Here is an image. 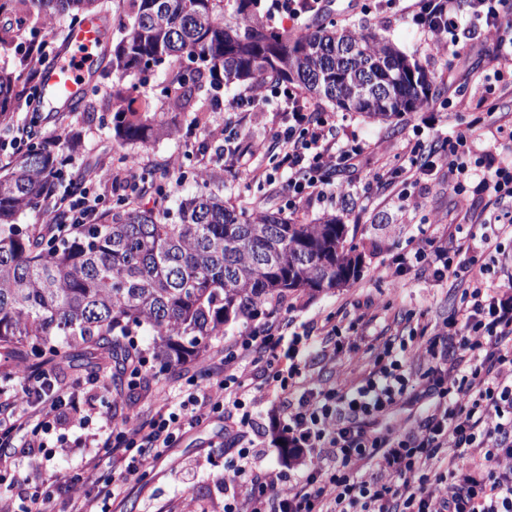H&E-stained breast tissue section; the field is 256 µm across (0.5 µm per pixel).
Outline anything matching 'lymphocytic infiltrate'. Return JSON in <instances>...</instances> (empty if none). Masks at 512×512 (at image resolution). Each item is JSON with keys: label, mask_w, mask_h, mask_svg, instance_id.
I'll use <instances>...</instances> for the list:
<instances>
[{"label": "lymphocytic infiltrate", "mask_w": 512, "mask_h": 512, "mask_svg": "<svg viewBox=\"0 0 512 512\" xmlns=\"http://www.w3.org/2000/svg\"><path fill=\"white\" fill-rule=\"evenodd\" d=\"M380 2L400 7L430 32L433 52L451 47L467 61L494 47L497 78L503 87L512 86V0ZM270 104L281 119L268 139L245 150L225 148V169L240 167L245 155L272 152L287 180L258 165L247 174L269 185L272 195L286 198L288 207L343 194L344 184L333 177L360 172L364 143L353 137L339 141L333 113L274 83L235 98L229 111L261 112ZM442 171L451 176L460 203L477 193L494 197L496 204L475 215L474 231L459 244L448 246L436 233L423 234L397 256L389 278L395 289L411 271L468 279L451 318L420 329L410 341L383 343L372 368L332 386L304 378L303 371L312 351L335 359L336 324L327 319L297 332L290 320H272L244 336L237 352L215 361L206 380L182 398L159 394L145 416L103 410L108 431L98 447L121 453L126 475L143 478L165 448L220 415L224 447L231 452L224 463V512H512V294L490 276L494 266L512 259L501 242L512 228V126L494 127L482 149L461 130L439 146L415 142L372 179L394 188L401 205L413 208V185ZM94 180L97 191L52 200V210L68 216L66 223L47 225L52 238L97 223L112 185L144 192L147 170L126 161ZM452 346L466 353L467 369L449 364ZM411 359L427 365L415 381L403 372ZM14 368L22 388L0 384V471L10 469L17 448L37 457L58 424L81 428L88 420L84 391L53 380L44 364L20 360ZM418 389L429 399L419 419L376 431L379 417ZM268 390L278 401L267 427L273 444L315 457L313 467L290 473L259 461L250 433ZM118 489L114 480L102 477L92 457L62 478L23 479L17 494L0 499V512H50L62 495L70 512H110Z\"/></svg>", "instance_id": "obj_1"}]
</instances>
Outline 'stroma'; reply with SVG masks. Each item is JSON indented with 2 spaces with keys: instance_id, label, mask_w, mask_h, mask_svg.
<instances>
[{
  "instance_id": "obj_1",
  "label": "stroma",
  "mask_w": 512,
  "mask_h": 512,
  "mask_svg": "<svg viewBox=\"0 0 512 512\" xmlns=\"http://www.w3.org/2000/svg\"><path fill=\"white\" fill-rule=\"evenodd\" d=\"M321 19L389 41L418 63L433 88H443L453 79L469 85L472 101H479L483 95L482 87L470 85L469 68L463 67L452 53H430L423 29L397 10H382L378 0H335L321 18H309L308 23L313 26ZM97 85L94 112H65L42 123L44 132L68 138L70 147L66 154L70 162L64 169L65 176L83 174L101 163L118 161L122 155L107 122L111 115L107 103L112 83L101 79ZM471 118V112L465 110L450 116L442 111L433 114L426 108L400 120L369 118L353 112L337 113L340 134L358 136L371 151L388 156L401 152L407 142H427L446 136L450 130L465 129ZM173 123L176 127L173 136L134 146L133 151L148 168L178 167L185 177L183 188L189 191L196 186L198 145L183 137L191 125L190 118L179 116ZM371 181V173L362 171L353 176L344 199L321 205L302 203L295 211L296 219L306 222L325 215L336 216L347 225L363 253L358 280L312 298L303 295L293 300L296 324L318 321L329 315L335 319L338 328L336 359L312 360L305 371L306 376L329 385L343 382L353 377L361 366L371 364L370 333L377 332L395 341L408 339L419 326L451 317L466 286L465 281L459 279L438 280L428 274L410 272L402 278L403 288L394 292L387 278L395 257L412 247L422 226L461 219L460 205L448 184L447 173H439L415 185L413 192L420 206L406 212L399 211L394 203L379 202ZM210 188L247 208L277 211L283 207L280 199L271 196L268 187L258 185L243 172L228 173L221 179L211 178ZM362 311L374 318L367 334L350 325L354 314ZM250 330V325L243 323L226 326L223 338L213 341L206 356L189 359L161 374L147 370L135 387L130 386L128 379H111L109 360H98L96 371L105 383L89 393L91 413L86 426L79 429L66 424L58 428L49 441L52 456L40 466H32L28 457L19 456L16 477L47 479L79 469L90 451L86 447H74L73 442L78 437L87 442L101 435L103 403L114 405L117 412L136 414L146 410L151 396L159 389L187 391L188 377L204 375L210 354L230 348ZM223 440L224 420L219 416L186 433L173 448L164 452L145 479L132 477L122 484L113 505L115 512H182L189 503L196 504L201 512H224V451L219 447Z\"/></svg>"
}]
</instances>
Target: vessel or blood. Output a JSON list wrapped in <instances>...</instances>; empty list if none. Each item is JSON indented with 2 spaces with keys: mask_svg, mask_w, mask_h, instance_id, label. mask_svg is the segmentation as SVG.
Wrapping results in <instances>:
<instances>
[{
  "mask_svg": "<svg viewBox=\"0 0 512 512\" xmlns=\"http://www.w3.org/2000/svg\"><path fill=\"white\" fill-rule=\"evenodd\" d=\"M104 39L100 21L71 29L58 57L42 71L37 92L40 111L57 115L73 110L99 65Z\"/></svg>",
  "mask_w": 512,
  "mask_h": 512,
  "instance_id": "vessel-or-blood-1",
  "label": "vessel or blood"
}]
</instances>
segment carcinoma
I'll return each mask as SVG.
<instances>
[{"instance_id": "obj_1", "label": "carcinoma", "mask_w": 512, "mask_h": 512, "mask_svg": "<svg viewBox=\"0 0 512 512\" xmlns=\"http://www.w3.org/2000/svg\"><path fill=\"white\" fill-rule=\"evenodd\" d=\"M97 0H0V132L32 85L27 51L37 23L77 25L100 15ZM120 37L104 52L112 79V139L122 147L174 132L168 114L198 113L226 87L292 83L343 112L399 118L443 95L420 66L375 35L270 25L258 0H115ZM161 70L162 106L136 95L140 76ZM61 139L30 123L26 150L0 165V359L73 365L79 351L106 356L122 373L128 336H153L159 370L204 353L224 325L277 312L288 297L340 288L361 272V254L334 215L300 223L281 211L248 210L207 183L179 199L168 222L169 186L184 179L158 166L153 206L119 201L96 224L46 242L18 223L48 212L62 176Z\"/></svg>"}]
</instances>
